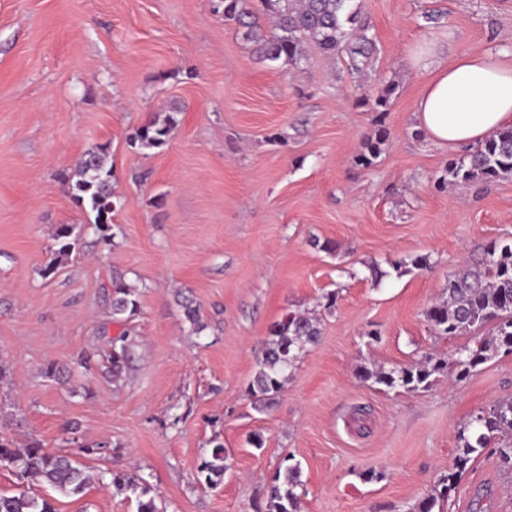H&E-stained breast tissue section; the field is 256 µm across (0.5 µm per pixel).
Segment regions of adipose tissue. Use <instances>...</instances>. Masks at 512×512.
<instances>
[{
  "instance_id": "adipose-tissue-1",
  "label": "adipose tissue",
  "mask_w": 512,
  "mask_h": 512,
  "mask_svg": "<svg viewBox=\"0 0 512 512\" xmlns=\"http://www.w3.org/2000/svg\"><path fill=\"white\" fill-rule=\"evenodd\" d=\"M416 120L435 141L474 145L512 125V67L467 51L439 69L416 104Z\"/></svg>"
}]
</instances>
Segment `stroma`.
Returning <instances> with one entry per match:
<instances>
[{
    "label": "stroma",
    "mask_w": 512,
    "mask_h": 512,
    "mask_svg": "<svg viewBox=\"0 0 512 512\" xmlns=\"http://www.w3.org/2000/svg\"><path fill=\"white\" fill-rule=\"evenodd\" d=\"M213 5L0 0V438L75 455L105 444L85 459L96 481L56 496L57 512H136L102 484L111 470L139 471L165 512H254L288 453L307 489L300 512H413L452 465L458 430L512 396V353L419 392L358 371L455 357L467 337L437 335L427 311L489 243L512 245V177L440 186L468 149L419 134L415 119L426 81L462 52L512 63V0H361L377 44L364 75L315 48L298 73L260 62ZM390 83L387 112L361 103ZM174 105L164 147H130ZM380 127L387 139L363 167ZM94 145L107 146L124 202L112 245L86 243L45 275L53 228L89 221L59 175ZM118 278L138 290L120 324L107 293ZM180 291L199 303L202 333ZM290 311L315 313L320 340L259 410L246 393L258 350ZM126 330L134 360L115 382L104 365ZM84 352L88 371L45 377ZM214 438L231 468L208 489L194 474ZM446 512H512V473L482 454Z\"/></svg>",
    "instance_id": "stroma-1"
}]
</instances>
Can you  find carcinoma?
Segmentation results:
<instances>
[{"mask_svg":"<svg viewBox=\"0 0 512 512\" xmlns=\"http://www.w3.org/2000/svg\"><path fill=\"white\" fill-rule=\"evenodd\" d=\"M224 20L233 22L243 38L254 46L264 62L281 68L298 67L305 46L311 44L324 54L346 53L356 71L368 65L377 52L369 35V26L360 19L358 0H218ZM395 87L385 85L368 88L361 101L377 112L388 110ZM178 109L170 108L164 118L158 117L138 127L129 137L132 147L141 150L163 147L177 125ZM382 130L364 144L360 154L364 166L373 164L385 142ZM512 175V126L504 127L461 159H451L442 183L489 181ZM61 181L73 202L94 216L83 228L61 224L52 234L56 245L53 258L45 268L50 275L72 254L84 246L85 229L96 235V243L110 245L114 238V213L123 206L113 187V166L104 145L85 151L75 172L61 174ZM193 332L201 333L199 309L193 303L180 302ZM138 307L137 290L117 282L110 299L112 320L120 322L132 316ZM437 334L442 336L471 335V343L457 352L451 361L427 359L389 371L361 369L359 377L390 390L408 392L426 390L435 382V375L450 368L458 381L465 380L472 370L500 351L512 353V246L489 244L483 258L448 280V298L427 312ZM489 329L480 336L476 330ZM321 336L319 321L306 313L290 312L275 324L271 338L266 340L258 361V369L248 384L247 394L258 401L271 403L281 393L292 369L303 352L315 345ZM129 333L111 341L108 373L112 380L122 378L132 360ZM210 455L197 468V480L210 488L224 483L230 469L224 444L212 440ZM495 447L500 465L512 471V396L475 414L468 426L458 432L452 468L440 475L432 492L416 507V512H434L469 469V464L490 447ZM0 468L14 472L21 488L13 495L0 494V512H56L53 498L38 489L48 486L65 496L84 494L94 481L90 467L68 454L46 451L40 442L31 440L18 447L0 442ZM110 485L116 492L135 500L136 512H164L157 504L152 485L138 472H112ZM307 494L301 479L300 463L293 456L284 457L267 486L265 505L261 512H299L302 497Z\"/></svg>","mask_w":512,"mask_h":512,"instance_id":"obj_1","label":"carcinoma"}]
</instances>
